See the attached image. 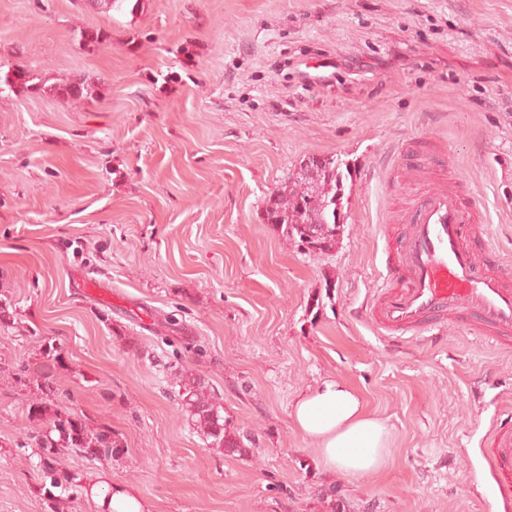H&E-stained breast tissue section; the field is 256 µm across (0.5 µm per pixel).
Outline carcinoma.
Returning <instances> with one entry per match:
<instances>
[{
  "instance_id": "1",
  "label": "carcinoma",
  "mask_w": 512,
  "mask_h": 512,
  "mask_svg": "<svg viewBox=\"0 0 512 512\" xmlns=\"http://www.w3.org/2000/svg\"><path fill=\"white\" fill-rule=\"evenodd\" d=\"M33 80L28 69L16 67L0 74V84L29 87ZM332 156L310 157L291 173L285 186L271 193L265 208L267 223L281 227L286 239L308 252L327 253L336 247V237L344 227L342 166ZM40 395L27 407L28 416L38 428L27 434L35 443L43 480L37 489L49 512H59L63 495H90L93 486L82 484L78 473L60 471L56 457L60 449L91 459H112L120 455L121 443L104 426H92L55 401L56 388L51 371L35 372ZM174 386L182 410L201 440L223 453L243 456L248 448L245 436L224 417L217 394L204 380L183 369L175 374Z\"/></svg>"
}]
</instances>
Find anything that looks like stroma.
<instances>
[{
  "label": "stroma",
  "instance_id": "obj_1",
  "mask_svg": "<svg viewBox=\"0 0 512 512\" xmlns=\"http://www.w3.org/2000/svg\"><path fill=\"white\" fill-rule=\"evenodd\" d=\"M323 59L337 76L310 83ZM18 65L37 81L0 87V512H44L17 371L49 342L58 404L124 444L60 467L148 512H488L480 444L512 413V349L452 325L390 339L367 308L420 186L405 154L440 165L512 275V0H0V68ZM311 156L352 171L323 254L265 220ZM175 368L248 455L207 448ZM329 377L390 431L380 472L323 470L295 428Z\"/></svg>",
  "mask_w": 512,
  "mask_h": 512
}]
</instances>
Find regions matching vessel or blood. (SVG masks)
<instances>
[{
  "mask_svg": "<svg viewBox=\"0 0 512 512\" xmlns=\"http://www.w3.org/2000/svg\"><path fill=\"white\" fill-rule=\"evenodd\" d=\"M407 231L386 268L368 314L383 335L438 330L443 322L485 333L491 344L512 343V276L493 247L478 249L482 232L458 191L426 188L413 200ZM483 454L491 467L493 500L512 503V429H497Z\"/></svg>",
  "mask_w": 512,
  "mask_h": 512,
  "instance_id": "1",
  "label": "vessel or blood"
}]
</instances>
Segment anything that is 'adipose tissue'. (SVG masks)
Listing matches in <instances>:
<instances>
[{
  "label": "adipose tissue",
  "instance_id": "ef3b65f1",
  "mask_svg": "<svg viewBox=\"0 0 512 512\" xmlns=\"http://www.w3.org/2000/svg\"><path fill=\"white\" fill-rule=\"evenodd\" d=\"M292 417L326 470L363 477L376 473L387 461L390 435L385 425L341 379H326L302 394Z\"/></svg>",
  "mask_w": 512,
  "mask_h": 512
}]
</instances>
